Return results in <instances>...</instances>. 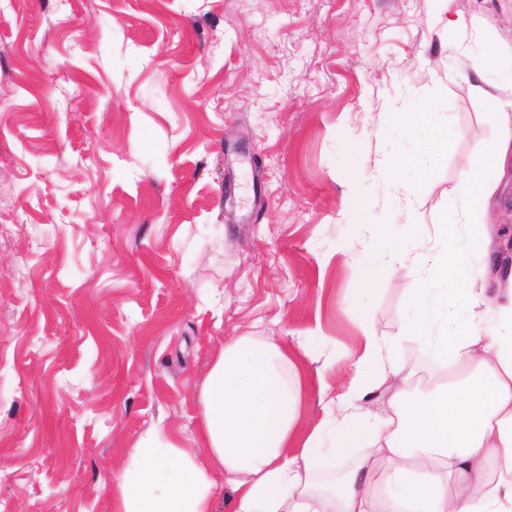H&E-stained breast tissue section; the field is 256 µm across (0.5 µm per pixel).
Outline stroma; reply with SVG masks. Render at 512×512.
Here are the masks:
<instances>
[{"label":"stroma","mask_w":512,"mask_h":512,"mask_svg":"<svg viewBox=\"0 0 512 512\" xmlns=\"http://www.w3.org/2000/svg\"><path fill=\"white\" fill-rule=\"evenodd\" d=\"M448 16L462 26L437 0H0V512H113L142 437L193 447L238 336L302 368L295 451L345 413L361 312L381 336L409 327L420 390L447 372L411 330L425 268L364 287L394 249L435 248L462 163L497 135L460 60L488 41L512 56V0Z\"/></svg>","instance_id":"obj_1"}]
</instances>
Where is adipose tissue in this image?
Here are the masks:
<instances>
[{
  "label": "adipose tissue",
  "mask_w": 512,
  "mask_h": 512,
  "mask_svg": "<svg viewBox=\"0 0 512 512\" xmlns=\"http://www.w3.org/2000/svg\"><path fill=\"white\" fill-rule=\"evenodd\" d=\"M463 63L501 106L496 139L460 169L465 215L512 176V110L496 92L493 46ZM434 235L446 248L407 293L447 377L419 391L416 371L398 360L406 330L365 327L346 415L321 420L292 453L302 370L273 339L236 337L212 359L199 396L200 449L142 438L116 478L114 512H215L225 486L232 512H512V263L493 262L503 242L494 225H474L463 245L447 225Z\"/></svg>",
  "instance_id": "adipose-tissue-1"
}]
</instances>
